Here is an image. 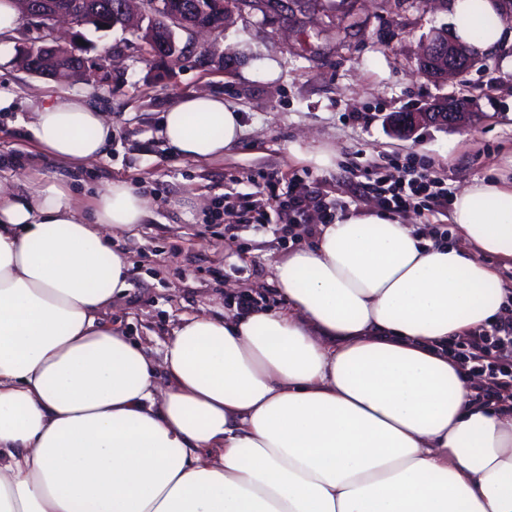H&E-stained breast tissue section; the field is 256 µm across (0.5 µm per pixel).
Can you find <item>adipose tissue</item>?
I'll list each match as a JSON object with an SVG mask.
<instances>
[{"label":"adipose tissue","mask_w":512,"mask_h":512,"mask_svg":"<svg viewBox=\"0 0 512 512\" xmlns=\"http://www.w3.org/2000/svg\"><path fill=\"white\" fill-rule=\"evenodd\" d=\"M499 0H452L451 34L502 48ZM26 128L61 167L112 124L49 96ZM243 134L211 94L163 116L171 151ZM124 181L82 212L61 178L0 184V512H512V412L472 398L449 345L490 328L512 262V177L457 192V240L382 213L320 227L275 268L284 308L180 318L161 358L105 317L129 288L112 234L150 217Z\"/></svg>","instance_id":"adipose-tissue-1"}]
</instances>
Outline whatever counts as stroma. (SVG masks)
<instances>
[{"label": "stroma", "instance_id": "obj_1", "mask_svg": "<svg viewBox=\"0 0 512 512\" xmlns=\"http://www.w3.org/2000/svg\"><path fill=\"white\" fill-rule=\"evenodd\" d=\"M447 0H324V6L285 21H263L238 8L222 33L203 36L196 50L169 62L149 58L136 28L86 29L96 60L90 77L61 83L26 72L15 48L36 44L44 31L18 24L1 37L0 91L14 108L0 112V177L22 187L36 174L61 168L34 148L26 123L41 98L87 95L112 122L100 159L74 174L72 189L86 200L122 180L146 196L152 215L134 232L112 238L130 262V288L110 317L153 356L180 317L233 314L249 293L266 309L281 306L275 267L295 243L282 237L270 193L299 182L322 193L336 216L381 212L375 173L397 179L433 162L455 193L476 179L494 178L512 157V68L506 51L449 82L423 75L418 60L432 31L449 29ZM280 72L267 79L265 61ZM193 93L224 97L242 116L243 135L224 156L194 161L173 154L161 134L163 114ZM470 99L477 119L467 131L420 127L394 136L389 116L442 98ZM332 147L336 164L321 168L296 150ZM237 227L232 243L225 225Z\"/></svg>", "mask_w": 512, "mask_h": 512}]
</instances>
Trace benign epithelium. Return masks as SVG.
<instances>
[{"label": "benign epithelium", "mask_w": 512, "mask_h": 512, "mask_svg": "<svg viewBox=\"0 0 512 512\" xmlns=\"http://www.w3.org/2000/svg\"><path fill=\"white\" fill-rule=\"evenodd\" d=\"M20 19L37 22L43 25L56 18H66L76 23V15L84 10L81 0H48L44 4H31V0H19ZM161 24L150 29L155 52H172L173 56L182 55L190 44H180L177 34L182 32L190 35L196 31L221 32L224 30V3L220 0H196L194 7L188 9L182 0H172L163 16ZM61 51L76 54L72 45H60L53 41L44 42L40 46L38 63L23 64L25 70L33 75L51 77L57 72V55ZM476 62V57L461 47L452 37L443 35L439 44L428 47L426 54L419 62V70L424 75L438 73L441 78L451 80L457 75L468 71ZM434 113L421 108L404 113L400 121L392 122L396 132L409 133L423 125H439L466 130L471 125L474 114L458 104V98L449 97L435 103Z\"/></svg>", "instance_id": "7a95c632"}]
</instances>
